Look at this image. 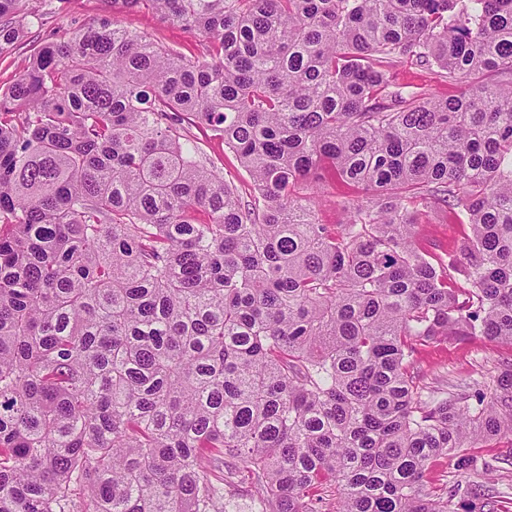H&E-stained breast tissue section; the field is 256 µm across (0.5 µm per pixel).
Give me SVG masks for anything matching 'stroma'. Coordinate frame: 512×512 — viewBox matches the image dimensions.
<instances>
[{
    "mask_svg": "<svg viewBox=\"0 0 512 512\" xmlns=\"http://www.w3.org/2000/svg\"><path fill=\"white\" fill-rule=\"evenodd\" d=\"M26 7L44 15L47 22L42 26L25 28L16 46L0 54V89L11 85L26 67L34 45L63 39L73 29L90 25L111 9L109 0H27ZM118 19L137 26L150 39L180 48L185 53H194L201 48V36L163 21L154 14L144 11L122 13ZM185 129L204 155L215 163L225 180L236 187L242 199L250 200L253 186L238 156L225 147L223 140L212 136L207 128L189 123ZM321 184L323 190L316 205L318 220L331 225L346 223L347 213L342 202L351 196V189L328 171L322 172ZM467 232V225L453 223L446 211L436 208L420 216L415 244L432 258L444 259L452 254L457 242ZM509 364H512V346L481 336L468 339L448 337L419 348L413 361L419 386L448 392L491 387ZM511 453L512 449L500 440L490 442L479 451L482 458L494 463L493 469L484 475L483 482L504 493L506 512H512V463L507 460Z\"/></svg>",
    "mask_w": 512,
    "mask_h": 512,
    "instance_id": "obj_1",
    "label": "stroma"
}]
</instances>
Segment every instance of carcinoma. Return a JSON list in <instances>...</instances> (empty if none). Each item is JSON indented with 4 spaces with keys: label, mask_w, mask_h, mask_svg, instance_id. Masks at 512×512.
Masks as SVG:
<instances>
[{
    "label": "carcinoma",
    "mask_w": 512,
    "mask_h": 512,
    "mask_svg": "<svg viewBox=\"0 0 512 512\" xmlns=\"http://www.w3.org/2000/svg\"><path fill=\"white\" fill-rule=\"evenodd\" d=\"M0 90V512H498L430 466L512 440V365L424 391L417 346H512V0H109ZM26 0H0V54ZM456 98L397 80L404 64ZM255 184L244 201L183 127ZM362 193L319 223L302 184ZM469 225L448 260L416 216ZM482 499L481 506L471 499ZM115 18L122 23H132L145 33L147 37L166 46L182 49L187 54L198 52L203 43L202 37L183 27L165 22L148 12H130L116 14ZM226 512H255L256 503L254 489L246 482H236L227 488L225 493Z\"/></svg>",
    "instance_id": "cac0c4a2"
}]
</instances>
